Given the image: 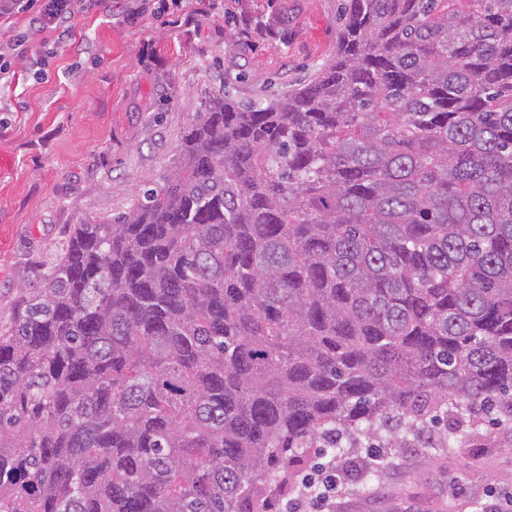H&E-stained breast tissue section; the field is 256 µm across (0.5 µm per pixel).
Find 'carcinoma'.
I'll return each instance as SVG.
<instances>
[{
  "mask_svg": "<svg viewBox=\"0 0 512 512\" xmlns=\"http://www.w3.org/2000/svg\"><path fill=\"white\" fill-rule=\"evenodd\" d=\"M0 327V512H270L306 448L512 429V0H339Z\"/></svg>",
  "mask_w": 512,
  "mask_h": 512,
  "instance_id": "1",
  "label": "carcinoma"
}]
</instances>
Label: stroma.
I'll return each mask as SVG.
<instances>
[{"mask_svg": "<svg viewBox=\"0 0 512 512\" xmlns=\"http://www.w3.org/2000/svg\"><path fill=\"white\" fill-rule=\"evenodd\" d=\"M137 24L111 5L76 13L87 50L57 47L49 77L0 87V326L42 285L84 216L127 211L160 182L212 95L248 99L303 82L336 51L337 0H212L208 15L161 11ZM365 449L335 459L336 512H512V431L483 426L463 448Z\"/></svg>", "mask_w": 512, "mask_h": 512, "instance_id": "1", "label": "stroma"}]
</instances>
